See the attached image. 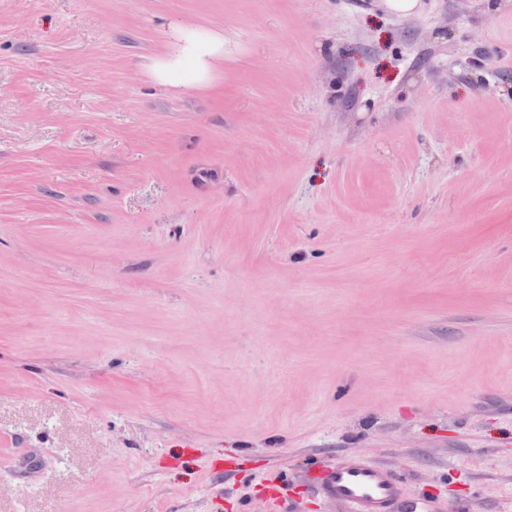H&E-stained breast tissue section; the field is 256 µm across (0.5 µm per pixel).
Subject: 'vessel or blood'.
Returning a JSON list of instances; mask_svg holds the SVG:
<instances>
[{"instance_id":"obj_1","label":"vessel or blood","mask_w":512,"mask_h":512,"mask_svg":"<svg viewBox=\"0 0 512 512\" xmlns=\"http://www.w3.org/2000/svg\"><path fill=\"white\" fill-rule=\"evenodd\" d=\"M318 487L347 512H441L438 503L408 495L390 468L361 455L337 456Z\"/></svg>"}]
</instances>
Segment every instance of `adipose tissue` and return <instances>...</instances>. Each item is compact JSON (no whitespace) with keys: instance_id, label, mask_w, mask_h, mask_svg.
Returning <instances> with one entry per match:
<instances>
[{"instance_id":"obj_1","label":"adipose tissue","mask_w":512,"mask_h":512,"mask_svg":"<svg viewBox=\"0 0 512 512\" xmlns=\"http://www.w3.org/2000/svg\"><path fill=\"white\" fill-rule=\"evenodd\" d=\"M168 46V53L149 65L156 82L187 88L211 84L214 63L224 57L223 35L204 27L178 26Z\"/></svg>"}]
</instances>
